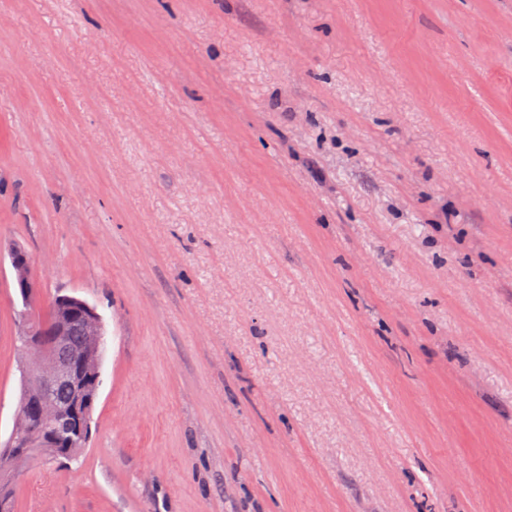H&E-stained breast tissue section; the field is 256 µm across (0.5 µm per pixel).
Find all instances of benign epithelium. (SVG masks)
I'll list each match as a JSON object with an SVG mask.
<instances>
[{"label":"benign epithelium","instance_id":"7a95c632","mask_svg":"<svg viewBox=\"0 0 512 512\" xmlns=\"http://www.w3.org/2000/svg\"><path fill=\"white\" fill-rule=\"evenodd\" d=\"M10 262L15 288L29 306L34 298L32 260L14 249ZM76 325L84 335L80 344L71 337ZM19 342L26 392L5 450L0 452V512H13L8 487L21 466L39 457L50 456L62 462L79 454L67 430L72 428L85 436L101 386L99 359L105 349L102 319L85 300L70 294L56 295L50 318L23 323Z\"/></svg>","mask_w":512,"mask_h":512}]
</instances>
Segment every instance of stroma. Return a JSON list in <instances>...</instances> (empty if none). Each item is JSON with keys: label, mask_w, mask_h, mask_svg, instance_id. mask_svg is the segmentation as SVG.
Returning a JSON list of instances; mask_svg holds the SVG:
<instances>
[{"label": "stroma", "mask_w": 512, "mask_h": 512, "mask_svg": "<svg viewBox=\"0 0 512 512\" xmlns=\"http://www.w3.org/2000/svg\"><path fill=\"white\" fill-rule=\"evenodd\" d=\"M107 344L19 512H512V0H0L9 252Z\"/></svg>", "instance_id": "35a3bbf8"}]
</instances>
